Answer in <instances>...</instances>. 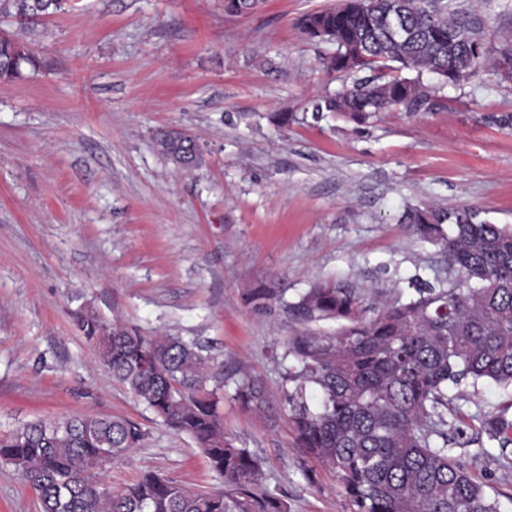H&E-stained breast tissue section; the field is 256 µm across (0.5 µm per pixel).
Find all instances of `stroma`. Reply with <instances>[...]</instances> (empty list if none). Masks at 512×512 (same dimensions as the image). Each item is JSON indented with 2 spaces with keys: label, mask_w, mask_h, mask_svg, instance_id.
Segmentation results:
<instances>
[{
  "label": "stroma",
  "mask_w": 512,
  "mask_h": 512,
  "mask_svg": "<svg viewBox=\"0 0 512 512\" xmlns=\"http://www.w3.org/2000/svg\"><path fill=\"white\" fill-rule=\"evenodd\" d=\"M336 0H265L228 15L224 0H70L34 26L0 17V33L38 70L0 83V433L31 421L124 417L147 433L104 475L119 487L153 470L217 488L196 442L160 424L98 358L75 318L96 314L147 336L208 341L230 380L254 379L264 411L224 397L234 444L264 462L266 489L290 512H350L334 473H302L273 359L301 326L286 303L313 284L356 291L368 315L416 298L413 279L448 280L442 247L402 223L438 204L512 226V81L461 86L424 72L431 107L393 108L364 124L315 114L350 86L325 69L331 44L302 16ZM501 0H448L490 43L512 36ZM294 115L281 124L280 115ZM196 137L200 162L177 167L160 130ZM276 289L267 314L244 293ZM451 449L512 512V473L475 413L512 418V391L489 383L456 399ZM0 512H40L0 464Z\"/></svg>",
  "instance_id": "stroma-1"
}]
</instances>
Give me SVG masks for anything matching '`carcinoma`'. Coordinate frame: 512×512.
Wrapping results in <instances>:
<instances>
[{"label":"carcinoma","mask_w":512,"mask_h":512,"mask_svg":"<svg viewBox=\"0 0 512 512\" xmlns=\"http://www.w3.org/2000/svg\"><path fill=\"white\" fill-rule=\"evenodd\" d=\"M263 2L224 0V11L249 15ZM68 6L0 0V15L30 23ZM302 25L336 47L325 67L352 77L349 88L314 105L317 113L365 123L389 107L419 111L427 89L417 78L377 74L390 63L453 86L480 71L487 84L512 79L501 69L512 63V38L500 41L498 60L488 62L486 39L466 16L448 15V0H342ZM24 64L35 68L37 59L0 36V82L19 78ZM366 70L372 75H362ZM159 144L181 168L201 156L196 139L181 131L164 132ZM402 219L443 245L461 286L419 283L417 298L369 319L351 288L315 284L289 305L304 325L340 322L334 335L299 332L275 353L294 445L335 474L350 512H500L498 499L450 455L456 419L449 415L464 386H512V230L467 207L426 205ZM243 300L268 313L275 289L253 288ZM79 322L112 378L162 424L192 437L224 488H192L153 471L111 487L103 473L140 446V425L90 414L37 420L0 434V463L36 492L41 512H289L283 496L262 488V459L224 435V371L205 345L195 337L144 336L94 314ZM232 398L253 411L267 406L266 390L254 380L235 384ZM479 429L497 441L503 469H512V420L487 415Z\"/></svg>","instance_id":"obj_1"}]
</instances>
